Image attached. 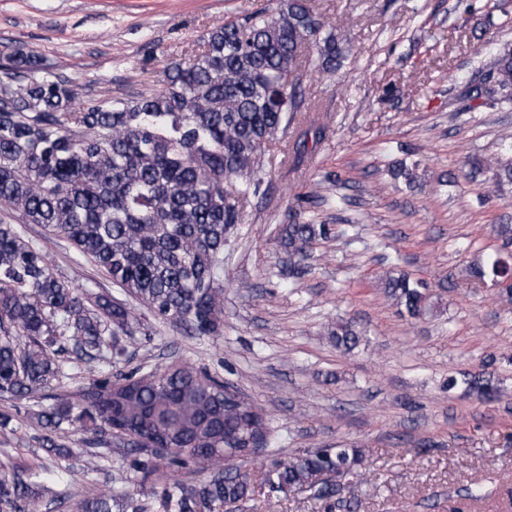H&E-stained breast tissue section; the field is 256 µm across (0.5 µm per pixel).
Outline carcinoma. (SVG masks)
Returning <instances> with one entry per match:
<instances>
[{"label":"carcinoma","instance_id":"carcinoma-1","mask_svg":"<svg viewBox=\"0 0 512 512\" xmlns=\"http://www.w3.org/2000/svg\"><path fill=\"white\" fill-rule=\"evenodd\" d=\"M316 68L333 74L350 49L307 0H270L211 28L200 49L172 62L163 89L106 101H76L70 81L43 73L40 60L19 49L0 66V396L26 398L53 388L61 355L102 360L116 337L133 335L124 301L94 294L57 276L25 224H39L75 251L156 319L195 336L220 333L224 316V244L241 223V208L258 194L268 143L301 111L305 93L283 76L305 48ZM490 75L512 92V43L496 50ZM325 136L314 122L294 143L306 150ZM328 224H285L280 244L305 255L331 238ZM480 283L512 278V258L499 251L470 268ZM385 293L412 318L431 310L429 285L388 272ZM324 335L350 352L361 330L330 322ZM466 384L491 395L493 373ZM38 421L50 432L47 451L67 454L58 440L76 428L121 438L141 452L145 441L168 452L137 459L149 476L189 468L199 479L174 481L163 498L179 512H225L250 497L254 482L235 462L247 444L271 446L263 410L240 403L224 381L188 364L107 374L92 386L57 392ZM364 456L353 446L272 452L260 461L262 484L274 492L306 489L328 509L347 508L330 472L349 474ZM35 483L0 477V512H37ZM72 512H147L122 493L99 492L71 503Z\"/></svg>","mask_w":512,"mask_h":512}]
</instances>
